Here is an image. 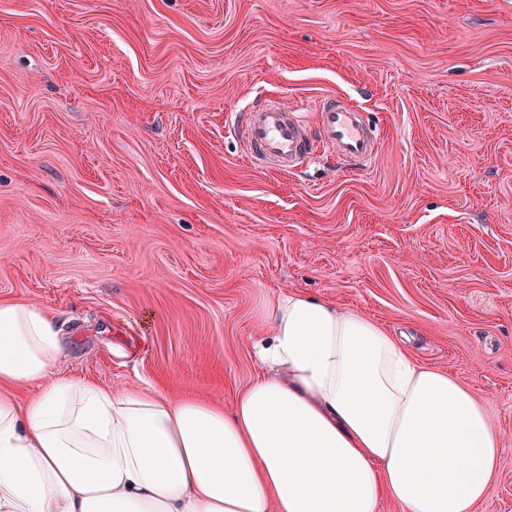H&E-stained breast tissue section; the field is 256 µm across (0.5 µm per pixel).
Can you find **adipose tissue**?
<instances>
[{
    "label": "adipose tissue",
    "instance_id": "1",
    "mask_svg": "<svg viewBox=\"0 0 512 512\" xmlns=\"http://www.w3.org/2000/svg\"><path fill=\"white\" fill-rule=\"evenodd\" d=\"M265 317L226 409L61 373L53 316L0 301V512H475L501 437L465 384L356 309L293 291Z\"/></svg>",
    "mask_w": 512,
    "mask_h": 512
}]
</instances>
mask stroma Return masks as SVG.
<instances>
[{"mask_svg": "<svg viewBox=\"0 0 512 512\" xmlns=\"http://www.w3.org/2000/svg\"><path fill=\"white\" fill-rule=\"evenodd\" d=\"M380 141L248 162L258 95ZM357 309L484 400L512 512V0H0V300L63 373L231 407L281 295ZM316 136L323 148L359 166L371 162L379 151V141L362 113L338 96L321 99Z\"/></svg>", "mask_w": 512, "mask_h": 512, "instance_id": "35a3bbf8", "label": "stroma"}]
</instances>
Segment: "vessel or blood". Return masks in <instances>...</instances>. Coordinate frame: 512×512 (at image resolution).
<instances>
[{
	"mask_svg": "<svg viewBox=\"0 0 512 512\" xmlns=\"http://www.w3.org/2000/svg\"><path fill=\"white\" fill-rule=\"evenodd\" d=\"M235 131L252 162L285 173L297 166L311 140L290 108L272 100L257 102L240 113ZM315 138L337 157L359 166L371 162L379 151L362 113L337 96L321 99Z\"/></svg>",
	"mask_w": 512,
	"mask_h": 512,
	"instance_id": "vessel-or-blood-1",
	"label": "vessel or blood"
}]
</instances>
